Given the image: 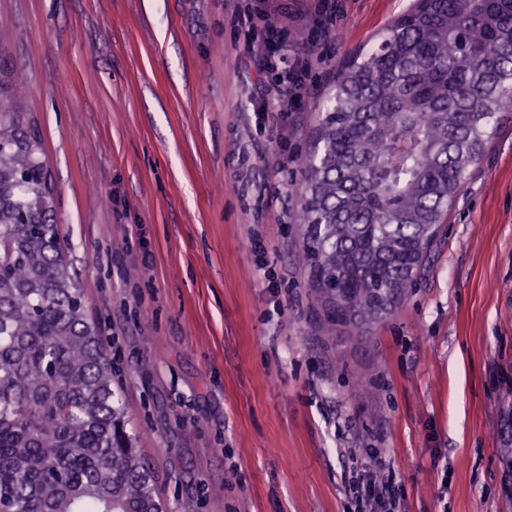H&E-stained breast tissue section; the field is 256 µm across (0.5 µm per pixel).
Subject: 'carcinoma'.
Instances as JSON below:
<instances>
[{"label": "carcinoma", "mask_w": 512, "mask_h": 512, "mask_svg": "<svg viewBox=\"0 0 512 512\" xmlns=\"http://www.w3.org/2000/svg\"><path fill=\"white\" fill-rule=\"evenodd\" d=\"M0 58V507L164 512L69 271L42 134ZM512 104V0H417L342 70L304 160L301 259L329 339L414 286Z\"/></svg>", "instance_id": "obj_1"}]
</instances>
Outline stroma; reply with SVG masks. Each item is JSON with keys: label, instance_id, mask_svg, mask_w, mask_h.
<instances>
[{"label": "stroma", "instance_id": "1", "mask_svg": "<svg viewBox=\"0 0 512 512\" xmlns=\"http://www.w3.org/2000/svg\"><path fill=\"white\" fill-rule=\"evenodd\" d=\"M251 2L0 0L70 273L168 512H354L342 448L385 453L398 512H512V107L370 346L324 345L303 160L348 59L413 0H288L316 64L284 139L232 14Z\"/></svg>", "mask_w": 512, "mask_h": 512}]
</instances>
